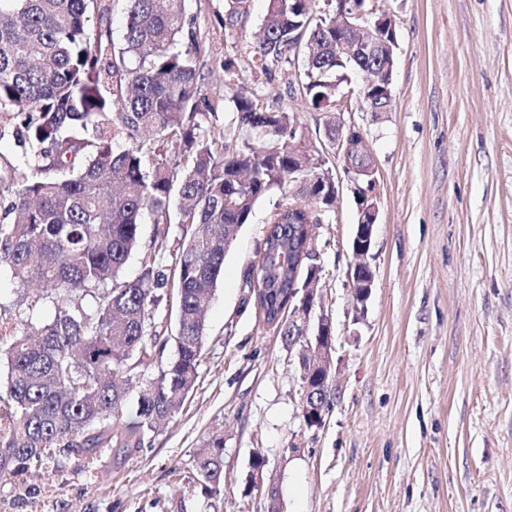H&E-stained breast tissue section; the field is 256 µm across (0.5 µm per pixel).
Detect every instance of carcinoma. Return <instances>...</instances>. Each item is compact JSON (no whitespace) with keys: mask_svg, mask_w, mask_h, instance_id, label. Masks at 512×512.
<instances>
[{"mask_svg":"<svg viewBox=\"0 0 512 512\" xmlns=\"http://www.w3.org/2000/svg\"><path fill=\"white\" fill-rule=\"evenodd\" d=\"M115 0H0V114L33 149L27 175L0 174L10 202L0 224V266L10 269L19 303L55 305L54 317L25 329L0 320V478L47 469L75 454L85 463L112 448L131 454L144 436L176 418L195 389L204 313L224 272V258L257 202L294 185L298 153L317 152L288 137L295 121L238 96L241 127L264 132L258 145L223 151L202 116L219 103L204 93L205 49L181 48L184 0H125L120 43L112 38ZM221 26L248 24L243 0H225ZM258 64L280 61L301 40L336 39L335 13L313 16L312 0H267ZM362 62L332 52L310 68L302 90L318 108L335 97L336 78ZM134 140L115 152L112 140ZM167 139L170 153L146 136ZM182 203L181 248L166 257L171 202ZM306 194L284 192L267 219L264 253L244 285L258 289L264 323L288 344V285L296 270L288 250H307L301 269L318 265L307 227L323 218ZM152 217L151 245L141 249L140 216ZM141 252V275L122 278ZM37 283L41 292L27 286ZM174 286L176 354L153 378L134 372L155 362L166 339L150 310L156 290ZM202 489L224 490V440L206 442Z\"/></svg>","mask_w":512,"mask_h":512,"instance_id":"cac0c4a2","label":"carcinoma"}]
</instances>
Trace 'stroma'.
I'll return each mask as SVG.
<instances>
[{
  "label": "stroma",
  "mask_w": 512,
  "mask_h": 512,
  "mask_svg": "<svg viewBox=\"0 0 512 512\" xmlns=\"http://www.w3.org/2000/svg\"><path fill=\"white\" fill-rule=\"evenodd\" d=\"M185 8L211 50L202 86L220 101L206 132L243 148L232 98L250 96L293 114L335 173L339 194L316 244L333 330L330 408L321 427L304 425L298 353L267 330L243 286L276 189L224 259L178 420L133 455L115 448L84 468L63 456L42 475L0 480V512H266L271 486L281 512H512V0H366L367 21L387 14L396 25L386 112L362 106L358 74L337 93L340 107L316 109L298 86L302 59L256 66L266 0H249L242 31L219 24L224 0ZM334 122L360 130L373 161L374 285L362 313L349 279L359 204L324 137ZM16 289L0 267V314L51 320V303L28 309ZM212 436L224 440L220 501L197 479ZM258 452L269 465L255 479Z\"/></svg>",
  "instance_id": "1"
}]
</instances>
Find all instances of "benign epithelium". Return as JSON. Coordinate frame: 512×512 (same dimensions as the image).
<instances>
[{
    "label": "benign epithelium",
    "instance_id": "1",
    "mask_svg": "<svg viewBox=\"0 0 512 512\" xmlns=\"http://www.w3.org/2000/svg\"><path fill=\"white\" fill-rule=\"evenodd\" d=\"M336 41L330 43L329 49L336 52V57L346 56L367 59L381 67L385 79L378 84V95L366 98L367 110L370 112H386L390 108L391 92L389 85L392 78L394 47L386 34L394 31L391 17L382 15L374 25L367 24L364 11L357 14L336 13ZM329 143L336 147V156L349 162L351 154L368 152L365 138L346 139L341 129L336 134H325ZM327 159L319 155L318 170H306L293 178L296 188L310 190L321 181L320 171L326 170ZM362 203L359 205V222L352 243L353 254L358 262L350 270V281L356 309L364 313L366 303L371 295L374 272L365 261L373 245L374 226L378 208L375 202L369 201L368 189H363ZM320 281V273L307 275L309 286L302 287L296 282L288 292V329L292 336L288 337V348L300 346V388L301 416L304 424L319 428L324 422L325 408L320 404V388L317 379L324 378V385L332 387L330 373V350L332 345L331 324L324 311L317 310L316 295L311 293L312 285Z\"/></svg>",
    "mask_w": 512,
    "mask_h": 512
}]
</instances>
